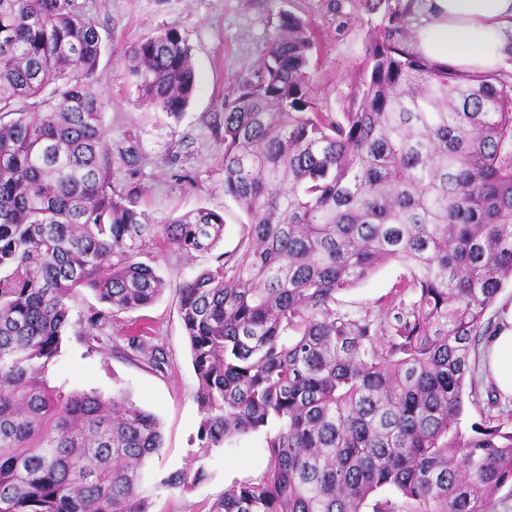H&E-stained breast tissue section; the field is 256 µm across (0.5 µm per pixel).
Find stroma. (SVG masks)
Returning <instances> with one entry per match:
<instances>
[{
    "mask_svg": "<svg viewBox=\"0 0 512 512\" xmlns=\"http://www.w3.org/2000/svg\"><path fill=\"white\" fill-rule=\"evenodd\" d=\"M102 37L98 88L106 105L103 122L109 131L112 186L137 191L139 207L160 224L200 207L224 216L226 230L219 251L238 242L242 210L224 195L220 141L224 135V96L257 69L281 12L311 22L319 34L312 71L318 100L340 112L362 70L369 33L383 14L369 10L367 0H77ZM177 29L193 55L197 89L186 112L177 119L139 102L125 62V50L166 29ZM156 267L168 282L165 292L148 307L114 316L107 328L115 349H87L66 334L52 369L53 379H69L80 389L104 394L122 392L161 422L164 450L152 462L158 476L186 468L197 450L201 419L196 401L197 380L179 314L177 284L214 266V255L188 257L164 244L152 248ZM403 273L397 262L381 265L374 274L345 293L347 307L373 305L390 291ZM147 327L148 344L167 354L165 372L126 359L117 347L128 327ZM266 458L260 435L212 449L208 478L191 492L154 490L153 512H207L229 485L258 478Z\"/></svg>",
    "mask_w": 512,
    "mask_h": 512,
    "instance_id": "35a3bbf8",
    "label": "stroma"
}]
</instances>
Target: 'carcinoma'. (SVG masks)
I'll list each match as a JSON object with an SVG mask.
<instances>
[{
    "label": "carcinoma",
    "instance_id": "obj_1",
    "mask_svg": "<svg viewBox=\"0 0 512 512\" xmlns=\"http://www.w3.org/2000/svg\"><path fill=\"white\" fill-rule=\"evenodd\" d=\"M349 105L314 97L317 36L279 16L259 67L224 98V195L245 213L216 265L176 286L201 413V460L262 435V475L209 512H495L512 432L475 395L472 355L512 280V72H459L414 48L413 3L383 0ZM103 41L75 0H0V512H150L143 483L161 423L118 393L51 382L63 336L89 343L112 314L168 288L141 260L163 242L209 254L224 216L152 224L112 190ZM140 100L180 117L196 90L174 29L129 47ZM396 261L373 306L339 296ZM88 288L106 306L74 322ZM122 353L163 373L134 327ZM489 383L484 381V384L479 386L476 397H470L469 401L466 398V410L462 420V426L469 428L475 421H480L481 415L484 416L487 410V393L486 389Z\"/></svg>",
    "mask_w": 512,
    "mask_h": 512
}]
</instances>
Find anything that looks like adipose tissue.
<instances>
[{"label":"adipose tissue","instance_id":"1","mask_svg":"<svg viewBox=\"0 0 512 512\" xmlns=\"http://www.w3.org/2000/svg\"><path fill=\"white\" fill-rule=\"evenodd\" d=\"M512 37V0H425L415 49L464 71L496 67ZM480 371L512 400V307L479 356Z\"/></svg>","mask_w":512,"mask_h":512}]
</instances>
